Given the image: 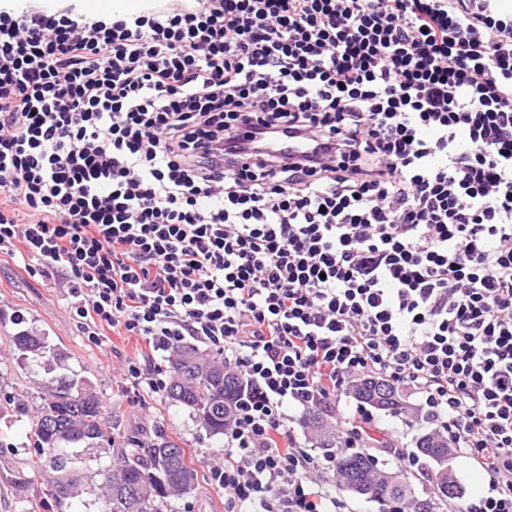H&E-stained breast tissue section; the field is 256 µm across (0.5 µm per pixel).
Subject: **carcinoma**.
I'll return each mask as SVG.
<instances>
[{
    "mask_svg": "<svg viewBox=\"0 0 512 512\" xmlns=\"http://www.w3.org/2000/svg\"><path fill=\"white\" fill-rule=\"evenodd\" d=\"M10 343L22 360L45 363L40 382L39 402L29 417V443L34 448L32 467L51 473L49 494L60 504L73 501L85 493L76 463L80 456L107 446L113 463L95 472L94 486L100 512H163L166 499L184 496L196 489L198 474L185 450L160 432L145 442L134 430L116 431L112 409L103 404L90 383L75 374L56 372L63 351L48 342L44 334L20 330L10 336ZM224 364L204 356L193 345L177 347L167 367L166 395L186 407L211 437L224 436L230 422L232 406L239 397L242 377L229 371L224 379V395L216 394V383L207 368ZM353 398L372 409L397 415L403 407L397 390L383 379H366L355 385ZM319 432L320 447L334 449L337 460L336 479L339 489L360 494L359 487L348 479L349 471L359 473L362 484L388 501L401 502L412 496L409 481L393 474L394 484L385 485L388 470L356 450L349 452L338 445L336 435L325 430L322 418L314 413L308 419ZM417 454L429 461L448 453V436L435 431L416 440Z\"/></svg>",
    "mask_w": 512,
    "mask_h": 512,
    "instance_id": "obj_1",
    "label": "carcinoma"
}]
</instances>
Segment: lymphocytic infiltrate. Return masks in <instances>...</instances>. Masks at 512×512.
<instances>
[{
    "mask_svg": "<svg viewBox=\"0 0 512 512\" xmlns=\"http://www.w3.org/2000/svg\"><path fill=\"white\" fill-rule=\"evenodd\" d=\"M317 149L280 158L267 138ZM0 252L67 289L121 379L191 342L245 389L224 512H349L288 424L375 376L512 512V12L500 0L0 7ZM89 15L98 16L103 13L113 15L132 14L143 9L144 0H84Z\"/></svg>",
    "mask_w": 512,
    "mask_h": 512,
    "instance_id": "lymphocytic-infiltrate-1",
    "label": "lymphocytic infiltrate"
}]
</instances>
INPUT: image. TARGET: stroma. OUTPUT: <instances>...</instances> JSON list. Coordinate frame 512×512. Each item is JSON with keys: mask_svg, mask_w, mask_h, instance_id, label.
Returning <instances> with one entry per match:
<instances>
[{"mask_svg": "<svg viewBox=\"0 0 512 512\" xmlns=\"http://www.w3.org/2000/svg\"><path fill=\"white\" fill-rule=\"evenodd\" d=\"M34 329L48 336L66 353V366L88 378L106 405L116 413L120 431L142 430L144 438L163 432L191 455L198 471L196 490L172 499L171 512H224V496L206 481L209 465L221 458V441L207 435L182 405L161 397L138 404L120 379L128 360L141 353V343L133 337L111 336L94 345L74 320L63 289L54 281L28 275L22 261L0 260V394L24 400L35 407L36 382L44 371L35 363L19 359L9 338L18 330ZM406 411L393 415L373 411L371 429L376 437L398 447H414L417 437L430 431L421 420L409 391L399 393ZM27 419L14 412H0V512H61L48 494V476L29 465Z\"/></svg>", "mask_w": 512, "mask_h": 512, "instance_id": "stroma-1", "label": "stroma"}]
</instances>
